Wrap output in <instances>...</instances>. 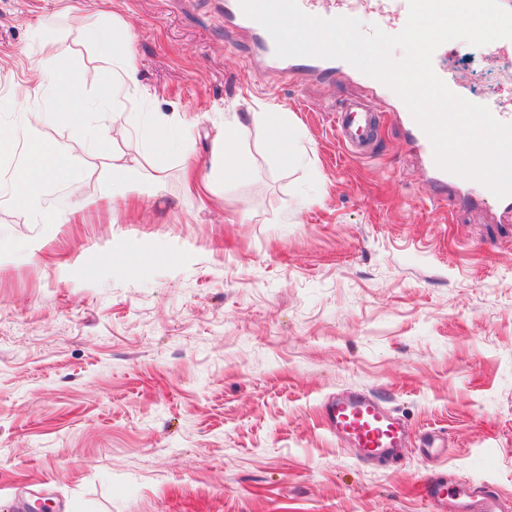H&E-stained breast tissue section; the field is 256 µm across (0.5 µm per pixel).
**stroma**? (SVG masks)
<instances>
[{
    "instance_id": "1",
    "label": "stroma",
    "mask_w": 512,
    "mask_h": 512,
    "mask_svg": "<svg viewBox=\"0 0 512 512\" xmlns=\"http://www.w3.org/2000/svg\"><path fill=\"white\" fill-rule=\"evenodd\" d=\"M103 12L132 25L153 111L193 137L114 207L111 159L45 128L85 170L71 223L0 207V512H428L434 473L512 512V223L435 184L354 66L249 72L220 0H0V119L29 60L99 66L79 34ZM44 19L55 37L33 40ZM440 63L512 110V50L453 40ZM347 99L380 118L370 157L336 136ZM249 112L288 114L295 162L257 126L246 177L189 193L184 156L209 170L225 118ZM350 391L405 422L399 463L328 428L325 403Z\"/></svg>"
}]
</instances>
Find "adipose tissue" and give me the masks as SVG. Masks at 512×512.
<instances>
[{"label": "adipose tissue", "mask_w": 512, "mask_h": 512, "mask_svg": "<svg viewBox=\"0 0 512 512\" xmlns=\"http://www.w3.org/2000/svg\"><path fill=\"white\" fill-rule=\"evenodd\" d=\"M134 33L122 18L85 28L81 41L95 50L103 65L74 73L71 58L62 56L31 67L28 82L13 91L20 107L7 131H0V205L11 204L26 215L30 224H64L68 217L48 196L50 185L74 190L85 178L83 167L72 154L44 138L48 126L69 129L99 154L112 157V195L126 197L134 190L133 179L143 167L162 177L171 154L167 130L171 117L154 112H126V104L149 99L137 78L133 49ZM39 109H31L30 101ZM247 124L236 121L224 128L213 142V160L207 184L223 180L225 173L241 175L245 164L241 143ZM144 142L142 150L113 154L117 140ZM298 139L287 113H269L264 148L283 162L297 157Z\"/></svg>", "instance_id": "obj_1"}]
</instances>
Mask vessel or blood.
Here are the masks:
<instances>
[{
	"instance_id": "vessel-or-blood-1",
	"label": "vessel or blood",
	"mask_w": 512,
	"mask_h": 512,
	"mask_svg": "<svg viewBox=\"0 0 512 512\" xmlns=\"http://www.w3.org/2000/svg\"><path fill=\"white\" fill-rule=\"evenodd\" d=\"M223 7L225 21L247 33L252 41L254 52L248 59L249 69L274 71L293 83L307 75L321 77L335 71L337 62L333 59L277 57L271 36L244 14L240 0H224ZM374 10L384 24L400 30L407 21L408 0H375ZM394 110L402 115L412 145L419 150L427 167L433 169L436 178L443 183L452 180V173L437 168L433 146L406 105L396 103ZM336 128L348 154L365 156L373 151L377 122L366 103L352 101L338 106ZM324 417L327 426L335 431L337 438L355 449L359 459L393 461L400 458L406 446L407 430L403 421L371 394L338 396L325 404ZM422 495L430 512H456L458 504L449 499L448 488L440 477L426 478Z\"/></svg>"
}]
</instances>
